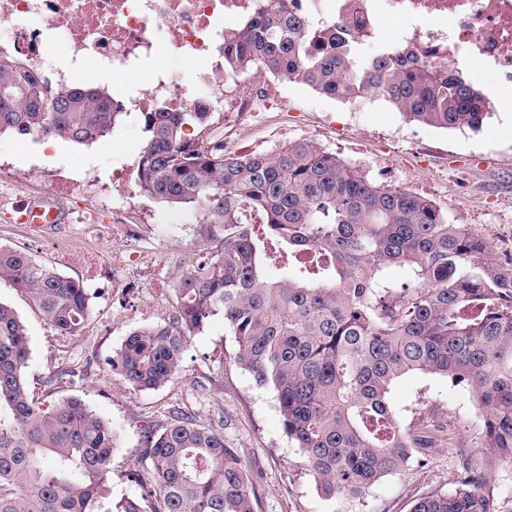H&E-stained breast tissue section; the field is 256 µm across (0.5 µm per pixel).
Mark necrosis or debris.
Segmentation results:
<instances>
[{
  "instance_id": "obj_1",
  "label": "necrosis or debris",
  "mask_w": 512,
  "mask_h": 512,
  "mask_svg": "<svg viewBox=\"0 0 512 512\" xmlns=\"http://www.w3.org/2000/svg\"><path fill=\"white\" fill-rule=\"evenodd\" d=\"M257 0H0V55L24 59L51 85L66 74L49 45L65 41L73 68L94 74L134 68L161 48L181 55L196 67L194 86L183 85L174 72L156 70L150 82L113 98L125 115L153 111L219 112L224 116V152L266 124L272 113L296 119L295 110L257 78L224 72V29L251 15ZM289 11L311 21L344 22L359 16L356 34L363 49L401 48L412 42L429 60H478L494 71L500 86H512V0H283ZM400 23L396 38H387L380 17ZM163 258L161 248L135 249L132 259L87 257L91 277L130 285L131 270L147 271Z\"/></svg>"
}]
</instances>
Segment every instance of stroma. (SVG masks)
<instances>
[{
    "instance_id": "stroma-1",
    "label": "stroma",
    "mask_w": 512,
    "mask_h": 512,
    "mask_svg": "<svg viewBox=\"0 0 512 512\" xmlns=\"http://www.w3.org/2000/svg\"><path fill=\"white\" fill-rule=\"evenodd\" d=\"M162 66L180 73L184 83L193 80V67L168 50L127 72L88 75L75 70L71 80L112 92L147 83L149 74ZM464 70L491 99V112L479 130H447L411 122L385 101L370 98L366 111L348 126L345 137L357 143L375 128H403L431 153L430 166L416 173L411 192L423 194L449 219L468 225L473 233L508 253L512 251V88L496 86L477 63L466 64ZM272 83L287 104L304 112L307 125L270 124L254 131L250 144L278 137L289 143L303 139L306 129L314 128L317 144L368 168L363 156L338 150L336 133L326 122L327 117L344 115L349 103L279 77ZM143 139L142 124L126 121L89 145L1 134L0 162H8L10 168L0 180L5 181L10 196H40L52 173L66 164L75 175L90 179V201L97 204L112 194L113 161L136 162ZM443 168L448 171L447 189H426V182ZM131 205L128 223L148 228L143 246H152L169 225L184 224L188 230L182 239H171L155 289L129 287L116 293L111 283L90 278L82 261L63 258L50 247L54 239L70 238L107 257L124 248L113 239L111 229L102 228L98 236L88 238L72 218L32 237L23 225L11 223V206L0 198V245L26 251L62 275L79 279L88 291L89 326L73 336L50 326L29 294L10 281L0 280V303L12 307L27 329V380L34 400L49 408L63 398L79 397L117 430L118 448L107 480L112 500L141 492L127 474L141 451L142 428L160 427L173 410L185 406L194 411L199 424L223 429L225 440L238 449L256 483V512H412L421 496L454 490L460 457L482 463L475 446L482 415L475 399L449 391L446 378L409 374L394 382L390 399L407 426L439 425L432 446L383 477L363 497L323 496L307 470L304 454L282 430L274 391L257 386L249 373L233 364L237 344L219 316L193 337L180 373L164 387L136 391L125 385L109 370L108 359L131 332L162 322L174 301L176 274L211 256V247L202 243L190 211L139 195Z\"/></svg>"
}]
</instances>
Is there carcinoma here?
Here are the masks:
<instances>
[{
	"mask_svg": "<svg viewBox=\"0 0 512 512\" xmlns=\"http://www.w3.org/2000/svg\"><path fill=\"white\" fill-rule=\"evenodd\" d=\"M278 0L224 32V71L269 73L341 101L379 97L411 122L479 129L490 100L467 75L411 47L364 53L355 38ZM122 113L98 87H51L0 57V134L89 144ZM141 195L193 212L210 259L177 273L160 324L135 330L107 362L135 391L181 371L189 340L222 316L233 363L271 388L284 434L324 494L361 497L440 430L404 427L390 389L413 372L442 376L483 410L477 447L454 491L413 512H505L491 474H512V253L431 200L379 185L308 140L228 156L224 140L191 144L208 112L142 113ZM0 279L28 293L46 321L75 335L88 315L82 283L0 246ZM29 336L0 303V512H255V486L224 432L178 408L141 435L128 477L150 489L112 504L117 435L77 397L43 408L29 394Z\"/></svg>",
	"mask_w": 512,
	"mask_h": 512,
	"instance_id": "cac0c4a2",
	"label": "carcinoma"
}]
</instances>
